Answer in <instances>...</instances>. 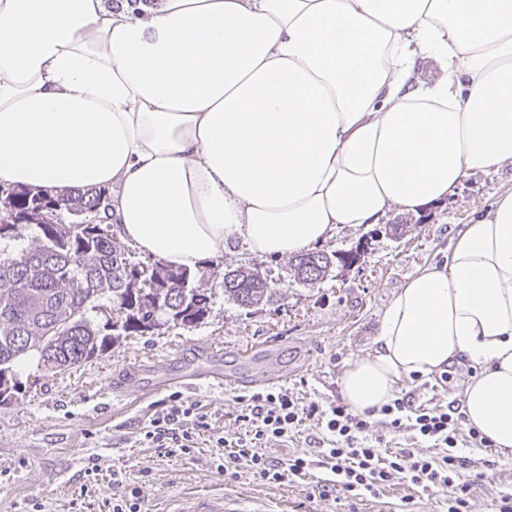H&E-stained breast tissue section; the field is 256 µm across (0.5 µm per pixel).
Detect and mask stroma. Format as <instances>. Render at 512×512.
Wrapping results in <instances>:
<instances>
[{"mask_svg": "<svg viewBox=\"0 0 512 512\" xmlns=\"http://www.w3.org/2000/svg\"><path fill=\"white\" fill-rule=\"evenodd\" d=\"M508 191L511 163L466 174L448 199L428 209L395 208L384 223L337 228L322 249L351 251L357 259L334 268L315 286L294 280L288 257L253 253L235 239L213 260L211 311L197 327L128 336L105 354L56 374H43L37 355L26 357L16 368L22 385L18 398L0 405V512H27L34 500L44 512H108L111 500L130 487L144 512H172L181 500L200 493L264 499L277 512H448L445 493L405 484L361 499L322 498L319 486L327 472L317 467L282 486L256 480L244 466L231 479L216 471L218 451L205 435L194 455H159L146 447L143 433L169 391L116 394L112 379L142 364L158 377L202 365L210 349L219 347L224 371H251L303 401L329 406L341 394L349 362L372 352L383 313L408 276L443 261L463 224L488 212ZM388 223L402 225V233L385 232ZM242 265L259 267L277 290L263 308L238 307L224 294L225 269ZM482 370L476 363L455 364L447 378L413 377L401 391L412 394L416 404L442 409ZM240 394L234 387L203 382L181 396L201 401L224 436L234 439L245 432L237 419L243 408ZM459 454L466 459L460 479L470 485L471 512H493L499 495L512 492V454L465 447ZM91 459L98 468L93 480L84 474ZM486 459L493 462L487 469L482 466ZM116 470L126 472V486L113 485Z\"/></svg>", "mask_w": 512, "mask_h": 512, "instance_id": "obj_1", "label": "stroma"}]
</instances>
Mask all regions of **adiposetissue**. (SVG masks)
I'll return each mask as SVG.
<instances>
[{
    "label": "adipose tissue",
    "instance_id": "obj_1",
    "mask_svg": "<svg viewBox=\"0 0 512 512\" xmlns=\"http://www.w3.org/2000/svg\"><path fill=\"white\" fill-rule=\"evenodd\" d=\"M506 163L512 0H0V183L109 188L117 236L173 265L287 255ZM463 359L468 426L512 452V192L407 280L341 393L362 414Z\"/></svg>",
    "mask_w": 512,
    "mask_h": 512
}]
</instances>
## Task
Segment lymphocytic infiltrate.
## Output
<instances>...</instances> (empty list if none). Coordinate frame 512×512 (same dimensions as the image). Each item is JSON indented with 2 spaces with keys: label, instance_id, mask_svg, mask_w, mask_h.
I'll list each match as a JSON object with an SVG mask.
<instances>
[{
  "label": "lymphocytic infiltrate",
  "instance_id": "1",
  "mask_svg": "<svg viewBox=\"0 0 512 512\" xmlns=\"http://www.w3.org/2000/svg\"><path fill=\"white\" fill-rule=\"evenodd\" d=\"M239 419L245 426L244 436L224 438L214 430L212 416L200 402L175 397L151 420L143 440L160 454L187 456L193 453L200 432L208 431L215 446L222 450L216 469L225 475H232L243 464L257 480L281 485L305 477L317 466L330 473L328 492L358 498L406 482L424 492L447 493L448 512H468L469 506L468 486L459 480L462 458L455 453L458 442L473 448L491 445L473 428L466 437H459V425L465 419L459 408H427L415 404L408 394L360 415L343 400L323 409L316 403L299 401L284 388L251 395ZM307 421L316 422L321 430L315 457L303 453L277 461L265 455L268 444L287 442L290 434ZM375 423L383 425L384 434L372 440L366 438V431ZM390 433L406 434L412 444L430 442L440 454L425 456L411 445L383 455L380 447Z\"/></svg>",
  "mask_w": 512,
  "mask_h": 512
}]
</instances>
